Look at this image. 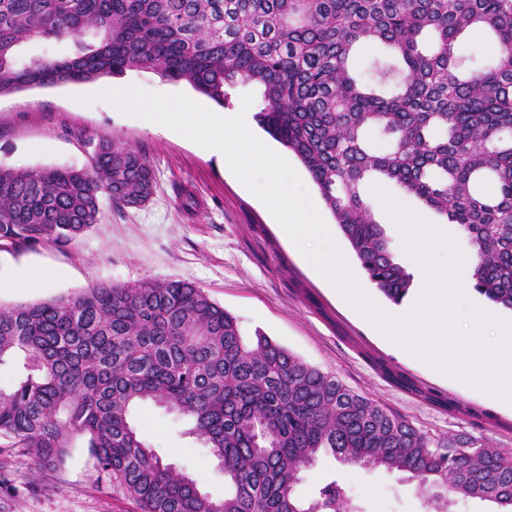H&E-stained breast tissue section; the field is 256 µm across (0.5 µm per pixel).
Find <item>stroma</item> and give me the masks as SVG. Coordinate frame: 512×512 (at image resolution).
<instances>
[{"mask_svg":"<svg viewBox=\"0 0 512 512\" xmlns=\"http://www.w3.org/2000/svg\"><path fill=\"white\" fill-rule=\"evenodd\" d=\"M131 84L182 93L204 107L207 97L150 69L51 88L0 95V166L83 168L94 144L109 138L139 147L157 188L139 208L103 202L100 222L73 241L0 247V279L14 269L51 273L46 287L0 288V305L35 303L93 284L186 279L239 320L245 340L262 331L310 366L409 420L431 437L466 433L512 452V408L475 387L457 384L379 336L288 244L267 207L228 165L180 134L122 114L102 100L109 86ZM141 438L214 498L224 475L188 423L151 402L131 411ZM301 496L324 479L345 482L363 512H429L427 495L402 473L349 467L319 456L303 473ZM0 512H140L138 503L101 477L84 438L48 473L16 459L0 486Z\"/></svg>","mask_w":512,"mask_h":512,"instance_id":"stroma-1","label":"stroma"}]
</instances>
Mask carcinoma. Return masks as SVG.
I'll use <instances>...</instances> for the list:
<instances>
[{
	"label": "carcinoma",
	"instance_id": "obj_1",
	"mask_svg": "<svg viewBox=\"0 0 512 512\" xmlns=\"http://www.w3.org/2000/svg\"><path fill=\"white\" fill-rule=\"evenodd\" d=\"M499 46L475 64L461 37ZM33 39L69 41L28 60ZM382 46L359 64L358 45ZM185 82L222 106L256 84L258 125L307 170L369 281L393 304L411 286L362 195L377 177L456 224L475 256L474 290L512 311V0H0V95L121 75ZM146 155L102 138L85 168L0 167V245L71 240L101 199L146 203ZM0 473L18 456L57 470L78 436L141 512H361L332 478L302 499L303 470L329 449L429 492L512 512V453L460 434L437 441L258 333L187 280L96 283L0 306ZM144 401L193 422L217 461L224 498L163 462L131 422Z\"/></svg>",
	"mask_w": 512,
	"mask_h": 512
}]
</instances>
